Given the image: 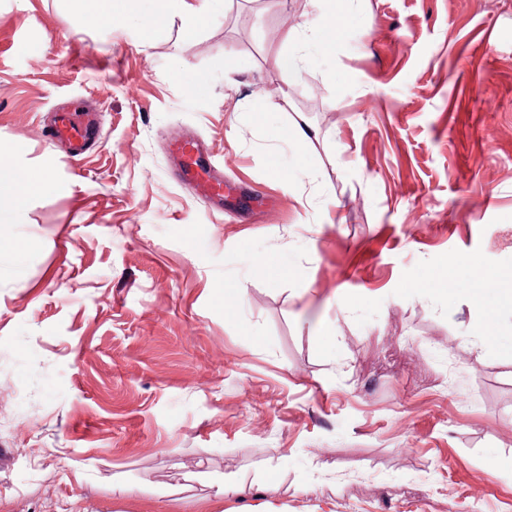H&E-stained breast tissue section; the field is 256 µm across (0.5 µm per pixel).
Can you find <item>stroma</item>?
Segmentation results:
<instances>
[{"label":"stroma","instance_id":"35a3bbf8","mask_svg":"<svg viewBox=\"0 0 512 512\" xmlns=\"http://www.w3.org/2000/svg\"><path fill=\"white\" fill-rule=\"evenodd\" d=\"M152 8L0 0V168L50 179L0 213V512H512V0H355L293 78L314 0ZM88 4L90 18L94 21H102L111 23L113 12L121 8L127 15H133L134 11L131 7L135 0H80ZM121 2V4H118ZM154 8L145 24L148 30L168 28L173 17L178 16L187 27L198 24L210 0H153ZM98 131V113L92 108L74 105L54 112L48 140L67 146L72 157H79L87 152ZM171 152L179 160L178 176L195 183L199 194L214 204L224 203L223 182L212 176L218 168L215 160L205 154L203 146L190 140H177Z\"/></svg>","mask_w":512,"mask_h":512}]
</instances>
